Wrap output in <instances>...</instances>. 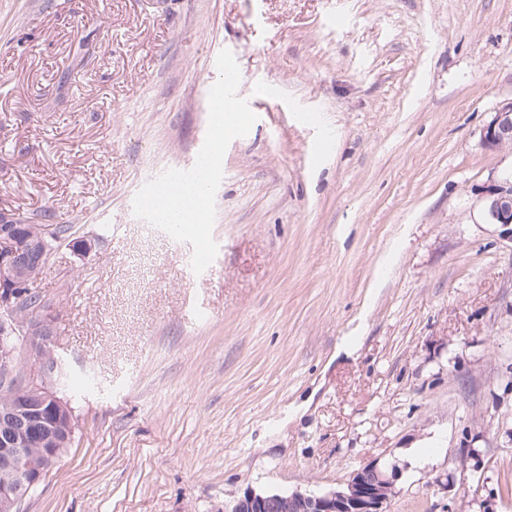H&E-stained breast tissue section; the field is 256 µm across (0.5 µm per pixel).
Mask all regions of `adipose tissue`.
<instances>
[{"label":"adipose tissue","mask_w":512,"mask_h":512,"mask_svg":"<svg viewBox=\"0 0 512 512\" xmlns=\"http://www.w3.org/2000/svg\"><path fill=\"white\" fill-rule=\"evenodd\" d=\"M212 165V160L203 161L198 180L178 182L172 189L153 195L149 206L154 214L168 224L194 223L198 218L199 207L206 197L202 186L208 181Z\"/></svg>","instance_id":"adipose-tissue-1"}]
</instances>
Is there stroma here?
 Returning <instances> with one entry per match:
<instances>
[{
	"label": "stroma",
	"instance_id": "1",
	"mask_svg": "<svg viewBox=\"0 0 512 512\" xmlns=\"http://www.w3.org/2000/svg\"><path fill=\"white\" fill-rule=\"evenodd\" d=\"M510 101L512 0H0V211L69 228L36 288L75 436L21 512H231L372 462L389 512H512V242L478 196ZM213 154L172 233L144 197ZM481 142L487 149L512 143V101L498 109L494 118L481 131Z\"/></svg>",
	"mask_w": 512,
	"mask_h": 512
}]
</instances>
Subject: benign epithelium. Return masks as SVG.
<instances>
[{
	"label": "benign epithelium",
	"instance_id": "obj_1",
	"mask_svg": "<svg viewBox=\"0 0 512 512\" xmlns=\"http://www.w3.org/2000/svg\"><path fill=\"white\" fill-rule=\"evenodd\" d=\"M487 149L512 143V101L498 109L481 131ZM479 200L493 224L512 242V175L482 186ZM59 239L50 224L28 226L0 212V374L13 381L19 397L0 409V512H19L70 444L75 422L70 404L54 390L60 368L53 345L52 310L34 320L17 318L29 288L47 264ZM41 445V460L22 461L20 452ZM395 473L370 463L353 472L343 486L323 493H256L249 491L231 512H388L395 495Z\"/></svg>",
	"mask_w": 512,
	"mask_h": 512
}]
</instances>
